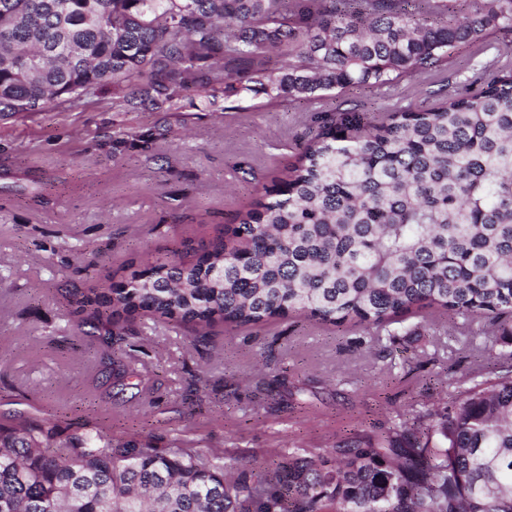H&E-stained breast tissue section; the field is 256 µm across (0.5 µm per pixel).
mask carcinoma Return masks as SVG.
<instances>
[{"instance_id":"1","label":"carcinoma","mask_w":512,"mask_h":512,"mask_svg":"<svg viewBox=\"0 0 512 512\" xmlns=\"http://www.w3.org/2000/svg\"><path fill=\"white\" fill-rule=\"evenodd\" d=\"M509 34L512 0H0V113L79 107L107 84L116 112H176L191 89L200 112L275 106L444 73L456 47ZM229 231L193 262L150 261L147 283L89 290L93 328L511 315L512 73L378 123L321 118ZM416 423L230 478L186 440L1 423L0 512H512V363Z\"/></svg>"}]
</instances>
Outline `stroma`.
Here are the masks:
<instances>
[{
  "label": "stroma",
  "instance_id": "1",
  "mask_svg": "<svg viewBox=\"0 0 512 512\" xmlns=\"http://www.w3.org/2000/svg\"><path fill=\"white\" fill-rule=\"evenodd\" d=\"M361 87L247 111L112 109V89L71 109L0 115V422L53 418L61 435L103 426L161 448L193 440L238 468L289 449L318 457L444 401L462 377L493 378L512 317L463 321L423 308L401 323L325 326L302 315L199 330L141 316L88 334L82 293L128 282L148 256L195 254L280 177L320 116L367 120L479 86L483 70ZM255 179L243 180V169ZM399 343H391V334Z\"/></svg>",
  "mask_w": 512,
  "mask_h": 512
}]
</instances>
